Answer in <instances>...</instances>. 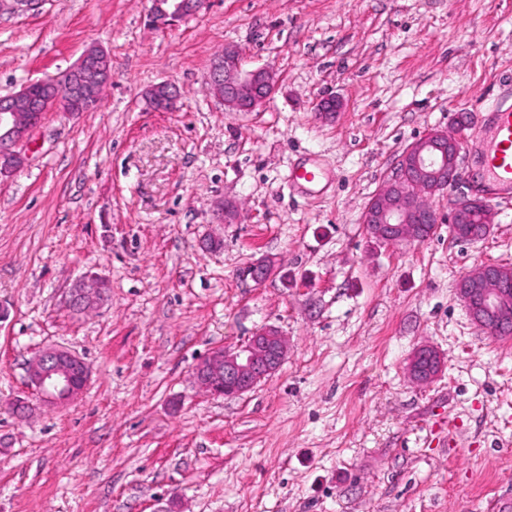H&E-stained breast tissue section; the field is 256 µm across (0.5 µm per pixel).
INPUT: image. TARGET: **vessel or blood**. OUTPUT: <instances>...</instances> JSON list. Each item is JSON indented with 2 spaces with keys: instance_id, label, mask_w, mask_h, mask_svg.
<instances>
[{
  "instance_id": "1",
  "label": "vessel or blood",
  "mask_w": 512,
  "mask_h": 512,
  "mask_svg": "<svg viewBox=\"0 0 512 512\" xmlns=\"http://www.w3.org/2000/svg\"><path fill=\"white\" fill-rule=\"evenodd\" d=\"M487 126L492 131L485 155V166L492 186L512 189V104L504 97H496L487 105ZM291 179L308 192H318L322 178L314 166H298Z\"/></svg>"
}]
</instances>
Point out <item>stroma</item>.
<instances>
[{
  "mask_svg": "<svg viewBox=\"0 0 512 512\" xmlns=\"http://www.w3.org/2000/svg\"><path fill=\"white\" fill-rule=\"evenodd\" d=\"M151 0H0V97L108 56L100 104L51 110L0 180V512H497L512 503V337L488 336L456 293L477 265H512V194L493 229L457 240L450 194L423 243L369 240L363 210L403 148L512 92V0H210L164 31ZM277 90L228 112L206 75L225 46ZM168 82L174 112L143 95ZM343 102L321 118L317 98ZM488 139L465 138L458 191L481 194ZM314 159L315 197L288 180ZM236 202L222 224L218 202ZM263 284L243 277L256 260ZM110 283L72 312L79 276ZM273 325L280 369L235 398L197 388L213 348ZM64 345L83 396L20 418L27 366ZM422 344L440 376L413 384ZM423 359H430L435 364L434 373L426 376L419 368V363ZM442 372V361L438 352L429 346H420L415 349L413 352L408 366H407V374L412 381H415L419 384H427L433 381L440 373Z\"/></svg>",
  "mask_w": 512,
  "mask_h": 512,
  "instance_id": "obj_1",
  "label": "stroma"
}]
</instances>
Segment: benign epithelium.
Segmentation results:
<instances>
[{
  "instance_id": "benign-epithelium-1",
  "label": "benign epithelium",
  "mask_w": 512,
  "mask_h": 512,
  "mask_svg": "<svg viewBox=\"0 0 512 512\" xmlns=\"http://www.w3.org/2000/svg\"><path fill=\"white\" fill-rule=\"evenodd\" d=\"M207 4L208 0H152L148 23L167 30L198 15ZM242 59L238 47L226 46L209 70L210 87L227 112H253L276 90L270 69L245 71ZM110 80L107 55L90 47L62 77L29 82L16 93L0 98V177L23 165L20 147L42 121L44 109L33 106L36 92H46L56 110L88 112L99 102ZM179 99L177 88L167 82L155 84L144 93L147 108L155 112L177 110ZM342 107L339 97L326 96L317 101L315 111L328 117ZM461 149L457 134L439 128L428 130L407 145L396 171L365 206L361 223L366 236L387 245L433 238L438 222L432 219L430 199L456 183ZM450 222L455 238L483 240L491 232L493 210L479 196L459 194L451 199ZM272 270L269 259L253 263V282L262 284ZM108 287L101 277L84 276L70 289L69 306L76 311L99 307L107 298ZM457 294L471 320L485 333L493 337L512 333L511 265L484 263L472 269L459 280ZM287 352L288 343L281 331L267 326L237 350L222 347L210 351L194 367V378L200 389L213 396L238 397L276 373ZM441 372L442 361L436 350L425 345L415 349L407 366L411 380L427 384ZM90 375L88 364L66 347L47 348L29 363V382L43 407L61 408L78 399Z\"/></svg>"
}]
</instances>
